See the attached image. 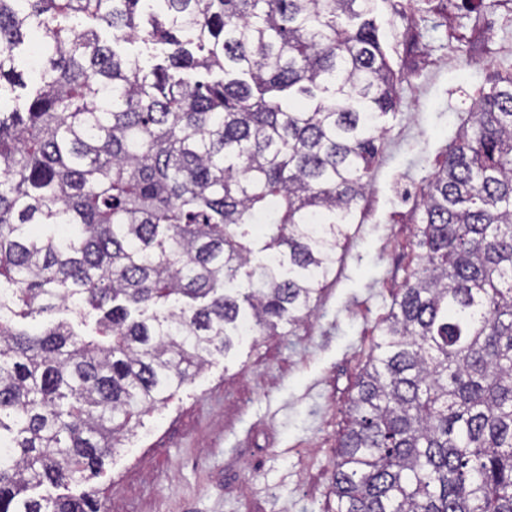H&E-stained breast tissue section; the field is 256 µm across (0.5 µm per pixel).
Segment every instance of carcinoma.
<instances>
[{
  "label": "carcinoma",
  "mask_w": 512,
  "mask_h": 512,
  "mask_svg": "<svg viewBox=\"0 0 512 512\" xmlns=\"http://www.w3.org/2000/svg\"><path fill=\"white\" fill-rule=\"evenodd\" d=\"M373 3L0 0V512H99L69 488L133 422L315 314L397 105ZM415 224L334 512H512V74Z\"/></svg>",
  "instance_id": "carcinoma-1"
}]
</instances>
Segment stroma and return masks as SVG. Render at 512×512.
Returning <instances> with one entry per match:
<instances>
[{"mask_svg":"<svg viewBox=\"0 0 512 512\" xmlns=\"http://www.w3.org/2000/svg\"><path fill=\"white\" fill-rule=\"evenodd\" d=\"M396 72L370 190L308 323L249 338L145 413L99 476L101 512H329L347 402L376 326L415 262L405 193L425 183L454 115L512 72V0H377Z\"/></svg>","mask_w":512,"mask_h":512,"instance_id":"1","label":"stroma"}]
</instances>
